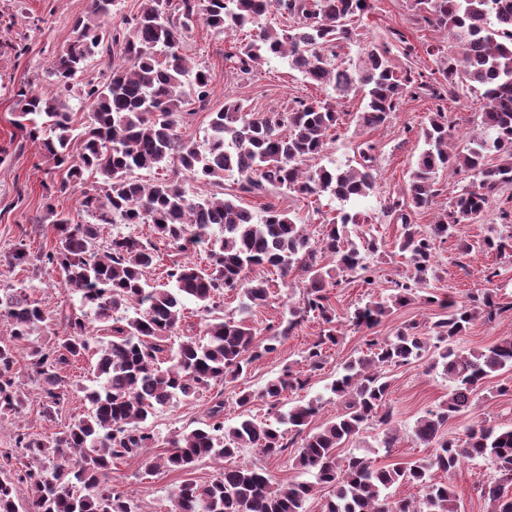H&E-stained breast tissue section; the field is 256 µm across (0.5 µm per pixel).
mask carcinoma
I'll use <instances>...</instances> for the list:
<instances>
[{
  "mask_svg": "<svg viewBox=\"0 0 512 512\" xmlns=\"http://www.w3.org/2000/svg\"><path fill=\"white\" fill-rule=\"evenodd\" d=\"M115 5L116 0H91L88 18L76 20L74 37L51 63L54 92L33 86L15 92L22 104L16 125L65 170L45 195L56 245L37 255L33 270L59 271L64 286L79 296V306L53 312L25 286L0 288V322L10 327L9 335L0 338V420L24 409L21 369L40 390L42 414L50 420L69 397L61 371L91 351L97 356L98 385L82 388L85 417L50 437L21 431L13 438L16 453H0V512H140L115 492L108 474L116 460L157 447L159 439L146 422L180 398L237 379L262 353L275 350L272 344L262 353L255 350L256 332L245 319L213 315L216 299L226 292L239 295L244 313L268 301L271 284L252 276L256 269L276 272L284 285L296 269L305 275L301 305L288 306V316L272 335L287 336L303 321L319 320L318 339L301 360L313 373L323 367L324 346L336 344L329 296L342 284L336 273L357 279L364 288L376 287L366 254L379 250V236L372 226L357 242L349 235L348 225L365 223L360 212L340 210L313 242L290 211L268 204L257 220L238 204L241 196L262 195L271 187L303 198L327 194L343 203L367 198L376 191L375 144L361 143L354 165L310 167L307 162L324 155L331 132L343 123L335 104L298 99L286 112H254L229 99L210 113L207 146L200 149L179 132L190 106H204L211 95L209 71L191 67L183 50L185 33L196 23L218 35L246 33L248 40L226 55L242 74L282 60L307 83L331 87L338 100L361 93L363 107L353 118L365 129L388 123L408 93L438 102L459 97L464 88L478 94L480 133L465 143L452 144L440 107L425 125L405 127L407 133L416 132L423 149L402 195L388 200L384 213L400 222L398 251L413 276L397 284L386 300L356 307L349 316L355 328L372 329L393 309L416 300L419 286L434 273L436 244L456 237L457 225L480 219L512 186V0H413L415 14L450 38L445 45L426 47L438 73L430 81L420 71L396 69L388 47L361 40L355 24L371 11V0H140L137 13L112 31L100 20L109 18ZM275 14L289 24L265 22ZM353 46L358 48L355 63L342 56ZM114 52L118 64L112 63ZM97 55L109 61L103 82L84 76ZM76 87L87 109L78 126L75 113L61 102ZM171 161L176 166L169 175L150 183L139 176L144 170H164ZM443 169L473 181L424 230L411 216L434 204ZM87 171L101 175L103 184L84 187ZM226 176L237 185V193L227 198L191 196L182 186V180L192 178L221 188ZM75 191L89 218L84 224L73 223L52 204L56 195ZM106 224H146L155 240L133 235L104 240ZM214 225L221 229L215 239L209 236ZM160 243L185 254L202 250L207 263L176 264L166 271L165 282L153 281L148 275L156 269ZM484 246L502 256L512 252V235L493 234ZM322 254L335 258L336 265L321 266ZM423 300L441 309L428 334L438 342L431 367L442 368L448 378V398L417 418L413 435L426 447L436 446L435 453L385 467L337 452L369 424L382 428L384 447L393 446L386 368L408 364L427 351L426 338L412 324L393 336L368 340L367 353L345 363L330 385L344 411L315 432L306 428L318 413L316 400L290 406L278 427L244 411L257 398L276 405L302 389L305 381L290 370L257 393L242 392L238 406L243 411L233 426L224 425V400L216 399L202 426L166 440L168 451L148 461L152 470L183 476L170 512H305L318 485L332 488L322 512H459L452 488L432 482V474L450 475L463 461L475 459L495 466V474L477 488L488 512H512V427L482 422L457 439H439L448 420L476 406L486 380L512 370V336L476 353L460 350L459 337L476 319L491 321L512 311V305L496 301L491 289L472 292L461 304L434 292ZM187 301L204 316L203 341L194 327L182 323ZM89 312L109 333L107 342L94 344ZM54 315L62 333L49 344L36 342L34 336ZM292 432L301 436L297 465L314 475L313 483L274 488L267 471L255 465L226 466L210 482L193 477L201 461L222 463L245 448L278 456ZM16 463L24 467L16 479L31 491L25 504L16 497ZM402 484L419 488L422 497L391 499L389 490Z\"/></svg>",
  "mask_w": 512,
  "mask_h": 512,
  "instance_id": "obj_1",
  "label": "carcinoma"
}]
</instances>
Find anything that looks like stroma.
<instances>
[{
  "label": "stroma",
  "instance_id": "obj_1",
  "mask_svg": "<svg viewBox=\"0 0 512 512\" xmlns=\"http://www.w3.org/2000/svg\"><path fill=\"white\" fill-rule=\"evenodd\" d=\"M372 4V11L358 23L364 41L390 44V57L398 67L430 73L433 68L431 59L424 54L410 59L404 57L401 48L393 45L391 32L395 29L404 32L416 45L436 43L442 38L441 32L416 17L410 7L411 0H372ZM89 6V0H0V285L31 286L32 298L53 309L77 302L75 294L62 288L59 272H45L35 281L29 267L9 264L13 246L19 239H26L34 253L54 246L55 231L45 216L41 198L46 184L60 180L63 175L61 169L42 155L39 146L23 138L21 130L16 128L14 119L20 106L15 92L24 82L49 90L51 62L70 42L75 20L85 16ZM233 45L232 39L214 34L200 23L186 34L185 53L192 65L208 69L212 76V93L207 109L196 111L180 128L186 138L204 143L211 112L223 108L229 98L243 100L258 112L284 111L298 99L332 98L331 88H318L304 82L299 72L289 69L282 61L266 64L248 75L229 69L224 55ZM360 104L357 97L341 101L338 109L345 114L343 123L320 162L343 166L351 163L354 149L360 141L369 139L378 146L377 191L367 203L368 214L383 239L382 248L367 257L368 265L376 272L377 284L370 291L354 283L331 289L330 302L337 317V342L325 348L323 369L311 374L303 390L287 395L285 401L275 408L261 400L251 405L250 411L255 418L271 424L275 423L279 413L287 411L290 403L315 398L320 399L322 408L310 423V430H317L322 423L334 420L341 411V405L329 386L341 374L345 362L365 352L367 339L394 335L397 329L412 322L417 323L420 331H427L439 313L438 306L415 302L394 311L372 329L358 330L348 323L350 313L357 306L371 298L387 297L394 282L406 279L409 273L406 260L396 248L401 227L383 215L382 206L385 200L399 195L404 189L410 168L422 148L417 137L404 134V126L416 127L427 123L435 110L432 100L404 97L388 125L367 133L361 131L351 118L352 113L359 111ZM269 201L295 212L315 240L321 236L328 209L340 206L339 201L325 196L318 200L303 199L282 189L269 190L264 197H244L241 204L258 215ZM497 223V211L492 208L481 221L459 225L458 237L473 246L468 255H459L451 242L440 246L433 261L434 275L429 282L439 296L450 295L459 302L466 300L469 293L489 284L485 281V273L494 268L499 275L490 284L497 291L498 302L512 303V258L496 257L495 253L483 251L481 247L489 227ZM291 282V287L276 288L265 305L246 314L240 310V299L235 293H225L218 299V314L228 319H247L255 328L256 347L272 343L276 349L254 361L236 381L219 384L218 388L208 389L194 398L180 400L158 410L148 425L159 440L199 427L206 418L213 397L218 395L224 399L225 422L235 423L240 412L237 399L241 391H259L286 367L300 362L303 352L318 336V322H304L284 338L275 339L269 334L270 328L277 326L287 315L289 304L300 302L302 298L301 277L292 276ZM508 336H512V313L492 322L481 319L473 322L458 343L461 350L472 352ZM430 364L431 359L426 356L387 370L391 381L389 405L397 428L394 446L383 447L381 431L370 426L346 441L342 454H366L381 466L413 462L429 455V448L414 439L412 429L420 415L438 407L448 396L447 379L439 371L431 369ZM501 384L512 387V371L488 380L486 397L471 412L450 419L441 430L443 437H461L468 425L475 421L512 425V395H499L496 388ZM25 391L27 406L24 412L0 424L1 450L10 447L14 431L50 435L71 421L84 417L87 411L82 393L75 392L70 394L60 420L48 422L41 414V397L35 384H26ZM296 454V448L292 447L282 455L266 457L255 449L247 448L237 456L236 462L262 467L273 483L285 484L307 478L295 463ZM493 473L494 467L487 460L461 464L450 478L460 512H486L477 488ZM110 478L115 491L134 499L144 512H169L172 497L182 481L175 472L148 470L141 456L118 460Z\"/></svg>",
  "mask_w": 512,
  "mask_h": 512
}]
</instances>
